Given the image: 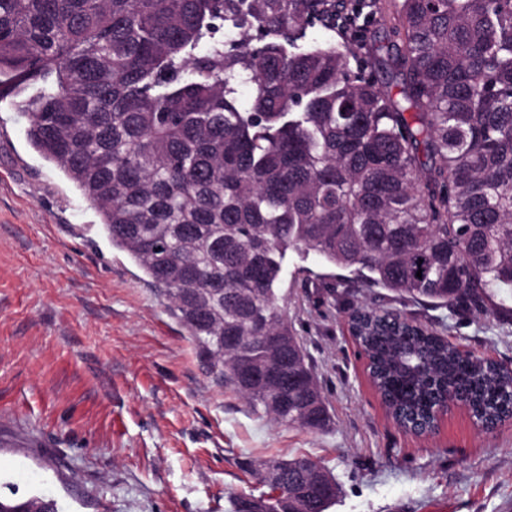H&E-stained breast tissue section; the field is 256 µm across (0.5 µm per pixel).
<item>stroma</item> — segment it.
<instances>
[{
  "label": "stroma",
  "instance_id": "35a3bbf8",
  "mask_svg": "<svg viewBox=\"0 0 512 512\" xmlns=\"http://www.w3.org/2000/svg\"><path fill=\"white\" fill-rule=\"evenodd\" d=\"M28 127L0 99V494L46 493L60 512H228L260 489L244 461L306 455L339 483L329 512H512V423L486 433L458 407L432 435L405 432L346 323L350 305L390 304L512 368V288L488 312L451 311L289 255L284 306L333 425L278 427L206 371Z\"/></svg>",
  "mask_w": 512,
  "mask_h": 512
}]
</instances>
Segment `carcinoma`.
Here are the masks:
<instances>
[{
	"instance_id": "carcinoma-1",
	"label": "carcinoma",
	"mask_w": 512,
	"mask_h": 512,
	"mask_svg": "<svg viewBox=\"0 0 512 512\" xmlns=\"http://www.w3.org/2000/svg\"><path fill=\"white\" fill-rule=\"evenodd\" d=\"M367 9L383 0H0V88L30 144L224 390L312 433L331 414L280 305L288 253L450 310L485 312L512 287V0H399L397 98L351 66L349 41L299 45ZM218 21L232 41L214 39ZM348 322L400 427H437L450 399L485 431L512 419L498 363L397 308L353 305ZM288 463L290 483L323 469ZM338 493L331 476L303 509ZM230 506L298 509L281 485ZM0 512L59 508L0 496Z\"/></svg>"
}]
</instances>
